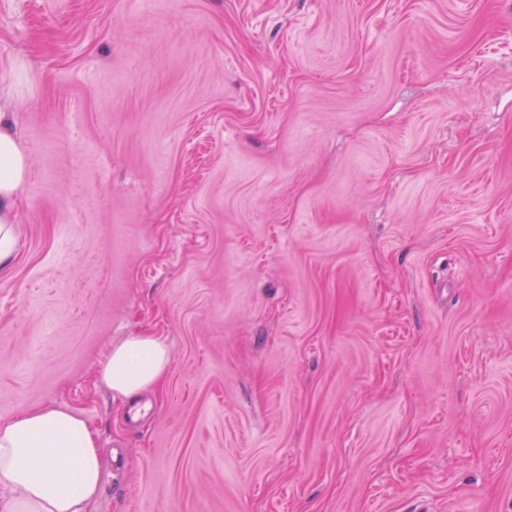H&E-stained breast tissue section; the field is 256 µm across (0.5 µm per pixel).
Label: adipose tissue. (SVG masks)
<instances>
[{"mask_svg":"<svg viewBox=\"0 0 512 512\" xmlns=\"http://www.w3.org/2000/svg\"><path fill=\"white\" fill-rule=\"evenodd\" d=\"M27 159L0 121V269L15 251L13 222ZM171 359L157 336L114 345L101 370L104 383L129 399L157 387ZM103 459L86 421L62 408L26 410L0 421V512H90Z\"/></svg>","mask_w":512,"mask_h":512,"instance_id":"obj_1","label":"adipose tissue"}]
</instances>
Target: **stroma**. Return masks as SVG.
Masks as SVG:
<instances>
[{
  "label": "stroma",
  "instance_id": "stroma-1",
  "mask_svg": "<svg viewBox=\"0 0 512 512\" xmlns=\"http://www.w3.org/2000/svg\"><path fill=\"white\" fill-rule=\"evenodd\" d=\"M1 112L0 420L93 512H512V0H0ZM26 170L27 159L0 114V269L7 268L15 251L13 219ZM170 359L169 347L162 338L131 336L111 348L100 377L112 391L135 399L160 384ZM103 475L96 435L62 408L0 421L1 512H91Z\"/></svg>",
  "mask_w": 512,
  "mask_h": 512
}]
</instances>
